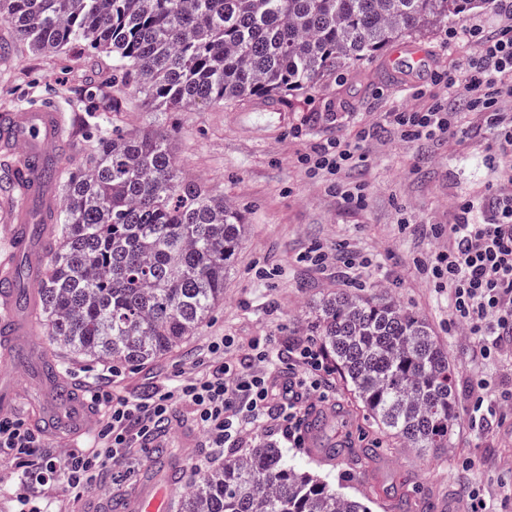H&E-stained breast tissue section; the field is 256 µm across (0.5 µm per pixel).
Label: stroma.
<instances>
[{
	"label": "stroma",
	"instance_id": "obj_1",
	"mask_svg": "<svg viewBox=\"0 0 512 512\" xmlns=\"http://www.w3.org/2000/svg\"><path fill=\"white\" fill-rule=\"evenodd\" d=\"M0 113L53 108L64 112L67 134L55 159L62 171L86 164L94 146L82 104L88 93L111 88L123 109L115 122L125 132L168 136L181 168L223 193L245 217L248 231L224 280V301L211 318L179 348L145 367L124 372L114 393L139 397L154 386L172 384L204 372L214 363L212 342L233 338L224 359L232 365L267 371L254 361L249 342L271 337L280 350L306 335L307 315L322 296L363 289L423 317L443 343L456 368L455 406L459 421L444 448L420 452L392 439H377L338 376L334 390L316 409L335 411L317 435L322 450L377 443L375 457L362 463H325L306 448H287L289 464L316 471L342 493L365 498L372 512H396L401 498L413 512H468L469 491H477L490 512H512V344L483 359L465 328L448 320V296L424 279L420 265L431 251L448 246L431 234L451 224L462 198L491 199L499 187L496 131L469 111L459 120L464 137L410 142L385 120L386 113L424 111L446 91L449 71L479 55L473 39L448 42L439 28L422 38L403 37L402 45L426 51L429 70L395 78L394 49L344 67L337 78L313 93H293L286 111H259L250 103L217 109L160 110L112 83V60L85 54L72 60L35 54L16 44L10 26L0 22ZM339 139L360 143L365 159L333 177L311 172L303 155ZM361 185L365 209L349 208L336 192L337 181ZM328 259L318 262L317 251ZM355 255L359 266L335 261L337 251ZM11 379L17 395L12 414L28 416L29 406L53 405L54 397L37 372L0 359V377ZM493 400L497 415L484 429L472 422L478 397ZM172 456L156 459L153 448H138L110 480L113 492L140 488L145 476L164 484L169 466L192 474L208 457L188 406L176 405L172 429L164 439Z\"/></svg>",
	"mask_w": 512,
	"mask_h": 512
}]
</instances>
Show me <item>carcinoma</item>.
Returning a JSON list of instances; mask_svg holds the SVG:
<instances>
[{
	"label": "carcinoma",
	"mask_w": 512,
	"mask_h": 512,
	"mask_svg": "<svg viewBox=\"0 0 512 512\" xmlns=\"http://www.w3.org/2000/svg\"><path fill=\"white\" fill-rule=\"evenodd\" d=\"M492 0H0V20L35 53L112 58L116 83L165 110L318 90L374 57ZM89 163L65 174L39 315L66 356L134 369L170 353L224 300L246 230L242 212L178 165L168 139L114 130L117 98L91 106ZM307 335L383 432L448 447L455 368L430 325L390 299L342 291ZM171 512H372L319 475L256 448L195 468Z\"/></svg>",
	"instance_id": "1"
}]
</instances>
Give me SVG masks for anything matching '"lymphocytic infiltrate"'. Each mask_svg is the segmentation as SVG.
<instances>
[{
  "label": "lymphocytic infiltrate",
  "instance_id": "lymphocytic-infiltrate-1",
  "mask_svg": "<svg viewBox=\"0 0 512 512\" xmlns=\"http://www.w3.org/2000/svg\"><path fill=\"white\" fill-rule=\"evenodd\" d=\"M495 3L500 23L493 33H486L477 21L450 30V39L475 37L482 40L483 48L464 67L449 73L447 94L437 97L426 111L390 113L403 138L423 141L463 135L451 106L458 100L483 112L499 129L497 149L502 158H512V113L501 108L505 99L512 98V0ZM362 159L357 144L339 139L304 156L303 162L310 170L338 176ZM506 182L510 191L496 194L490 204L476 199L462 202L448 227L447 249L431 253L421 266L424 277L447 292L451 321L467 326L485 359L497 354L502 344L512 343L511 175ZM485 208L489 217L476 219V212ZM285 353L294 362L286 374L255 373L221 362L208 374L137 398L112 393L108 382L119 371L103 365L98 371L101 383L90 394L101 414L96 443L61 456H37L43 445L39 430L22 418L1 415L0 454L10 456L16 466L20 512H42L33 486L58 477L74 502L83 501L101 475L130 449L168 432L171 411L179 403L191 407L206 447L215 452L240 447L244 431L273 417L289 447H302L303 403L328 398L329 367L323 350L307 340L287 345Z\"/></svg>",
  "mask_w": 512,
  "mask_h": 512
}]
</instances>
